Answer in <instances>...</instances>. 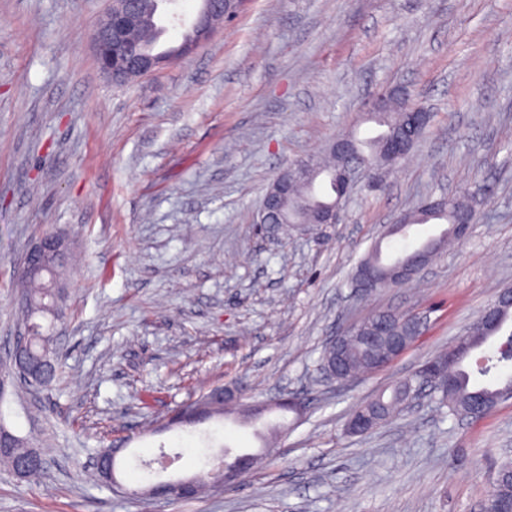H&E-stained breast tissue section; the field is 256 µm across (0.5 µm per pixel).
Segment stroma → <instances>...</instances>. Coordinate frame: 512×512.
<instances>
[{"instance_id": "stroma-1", "label": "stroma", "mask_w": 512, "mask_h": 512, "mask_svg": "<svg viewBox=\"0 0 512 512\" xmlns=\"http://www.w3.org/2000/svg\"><path fill=\"white\" fill-rule=\"evenodd\" d=\"M110 0H0V372L25 326L19 270L42 235L74 242L57 324L62 372L12 380L0 421L47 460L38 482L0 470V512H479L512 458V400L445 417L424 395L366 435L354 406L448 349L512 287V0H245L188 58L118 85L93 34ZM399 86L431 123L341 223L258 225L290 163L346 132L375 136L376 95ZM465 197L477 221L400 287L352 276L386 225L426 198ZM380 309L426 315L422 336L361 381L325 380V344ZM205 385L274 411L167 426ZM249 477L186 502L112 495L88 480L112 439L204 467L207 448L256 453Z\"/></svg>"}]
</instances>
